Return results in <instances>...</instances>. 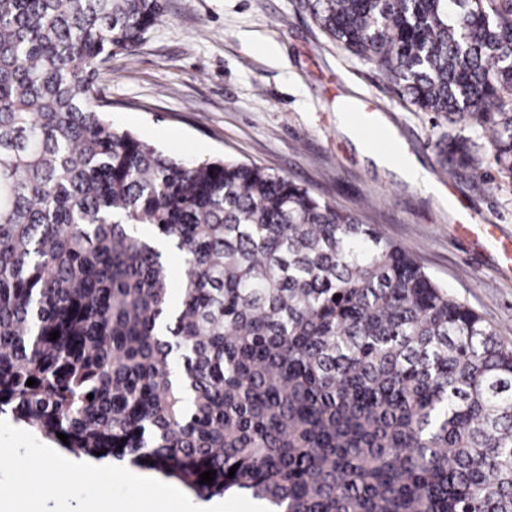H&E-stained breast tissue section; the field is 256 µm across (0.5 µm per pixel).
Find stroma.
Segmentation results:
<instances>
[{
    "mask_svg": "<svg viewBox=\"0 0 512 512\" xmlns=\"http://www.w3.org/2000/svg\"><path fill=\"white\" fill-rule=\"evenodd\" d=\"M102 96L113 124L180 160L232 158L265 168L358 215L407 248L449 294L512 344V178H449L443 135L480 141L403 100L371 63L330 41L299 0H165ZM371 108L426 171L425 193L360 152L337 113ZM493 224V244L460 224Z\"/></svg>",
    "mask_w": 512,
    "mask_h": 512,
    "instance_id": "stroma-1",
    "label": "stroma"
}]
</instances>
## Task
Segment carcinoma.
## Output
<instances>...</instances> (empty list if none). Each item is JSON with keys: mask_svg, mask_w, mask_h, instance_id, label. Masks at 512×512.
Returning <instances> with one entry per match:
<instances>
[{"mask_svg": "<svg viewBox=\"0 0 512 512\" xmlns=\"http://www.w3.org/2000/svg\"><path fill=\"white\" fill-rule=\"evenodd\" d=\"M301 6L418 111L478 127L512 177V0ZM164 12L0 0V413L202 499L512 512V347L490 325L308 189L173 159L108 120L105 69ZM438 148L482 180L470 139Z\"/></svg>", "mask_w": 512, "mask_h": 512, "instance_id": "1", "label": "carcinoma"}]
</instances>
